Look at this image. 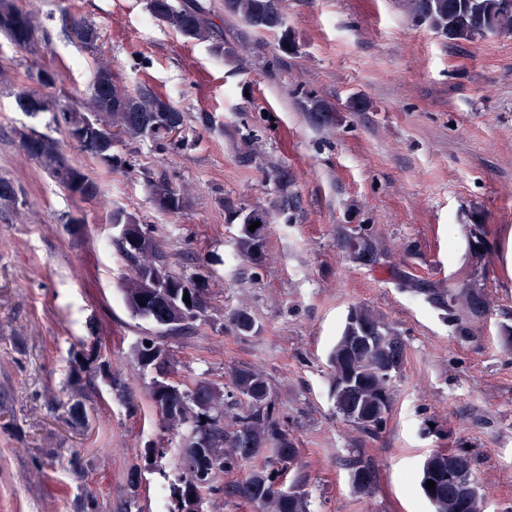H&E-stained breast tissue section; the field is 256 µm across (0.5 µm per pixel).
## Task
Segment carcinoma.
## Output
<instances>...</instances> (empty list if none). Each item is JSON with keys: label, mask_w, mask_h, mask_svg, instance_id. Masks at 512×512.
<instances>
[{"label": "carcinoma", "mask_w": 512, "mask_h": 512, "mask_svg": "<svg viewBox=\"0 0 512 512\" xmlns=\"http://www.w3.org/2000/svg\"><path fill=\"white\" fill-rule=\"evenodd\" d=\"M413 19L426 16L429 27L455 41H471L488 33H512L511 6L501 7L503 0H403ZM150 16L182 37L195 42H213L219 54L233 49L216 42L215 24L208 20L210 8L203 0H191L176 5L174 0H147ZM224 12L238 17L256 33H271L277 37V50L284 55L297 51L296 38L283 12L282 0H224ZM39 24L34 15L18 6L16 0H0V36L14 48L31 50L38 41ZM107 64L98 67L97 85L90 86L82 108L59 107L51 96L25 87L13 91L16 108L35 117L42 112L52 113V122L69 127L93 118L95 132L90 145L80 144L82 152L112 165L121 166L125 160L112 154V141L117 138L152 140L163 150L174 151L178 143L170 139L168 129L184 125L183 112L164 96L150 88H141L131 94L111 78ZM33 79L43 88L56 87V70L41 67ZM305 111L312 121L325 125L336 119V108L326 101L309 95L305 97ZM32 146L29 157L58 185L79 195L84 200L96 197L99 187L81 169L74 166L62 152L55 138L32 131L22 134L21 146ZM156 207L167 213H176L184 207V197L166 180L150 184ZM238 250L247 262L262 266L272 214L263 207H243L239 210ZM127 220L133 240H119L117 246L129 263L131 274L121 288L126 307L135 317L149 320L168 334L188 326L187 306L183 301V284L196 275L175 274L161 263L156 253L152 230L136 218L119 210L112 213V221ZM260 222L255 231L249 227ZM480 225L470 230L463 266L461 285H450L446 291H429L432 303L448 312L455 322L459 337L465 338L468 324L487 312V303L478 280L484 254ZM343 248L357 261L376 262L380 249L376 238L369 234L345 233ZM232 323L241 334L253 332L255 323L244 309L232 314ZM137 360L143 367L157 369L158 377L151 382L153 401L161 412L167 427L176 430L186 426L196 431L189 438L185 455L189 460L200 457L203 465L220 473L234 469L268 448L283 468L293 465L298 448L276 416L275 403L270 397L266 376L259 370L241 368L233 374V390L207 384L198 390H182L167 382L165 373L168 353L156 337L144 336L135 348ZM405 345L382 320L366 305L353 307L337 337L329 356L330 394L336 413L344 420L363 429L377 430L386 420L390 408V382L403 367ZM99 372L91 365L83 351L73 356L67 387L69 398L65 403L69 419L81 421L86 413L79 400L85 377ZM247 400V411L238 417L237 429L224 431V401L232 398ZM352 476L359 474L365 482L355 486L366 494L372 487L373 473L369 463L360 458L349 461ZM474 459L464 451L435 453L423 463L417 477V487L433 512H481L482 494L469 489L475 482ZM277 472L254 471L238 487V493L258 504L262 512H311L308 495L296 487L276 488ZM435 487H426L427 481Z\"/></svg>", "instance_id": "carcinoma-1"}]
</instances>
